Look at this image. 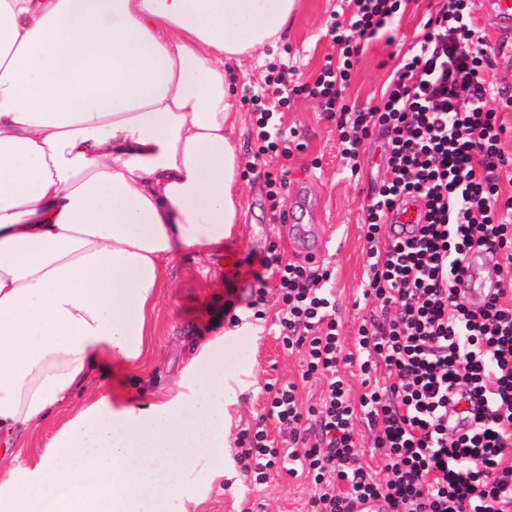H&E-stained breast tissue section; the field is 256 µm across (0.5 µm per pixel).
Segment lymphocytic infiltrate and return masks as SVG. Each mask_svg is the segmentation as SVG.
Segmentation results:
<instances>
[{"label":"lymphocytic infiltrate","mask_w":512,"mask_h":512,"mask_svg":"<svg viewBox=\"0 0 512 512\" xmlns=\"http://www.w3.org/2000/svg\"><path fill=\"white\" fill-rule=\"evenodd\" d=\"M348 18L329 33L336 57L311 83L290 85L279 71L277 105L292 96L316 100L340 132V154L359 172L360 149L384 136L386 178L367 207L366 292L380 312L359 327L355 352H346L334 314L331 272L269 253L250 270L247 300L224 301L231 326L247 307L265 315V286L276 278L284 347L300 354L303 378L327 380L320 406H303L293 382L266 384L267 415L288 433L279 447L262 423L241 429L237 461L251 484L264 485L274 467L313 480L311 512H348L355 498L381 499L389 512H512V197L500 180L512 174V155L499 142L506 129L484 77L494 65L475 23L474 0H442L423 25L416 51L403 57L377 104L356 110L344 99L362 42L389 31L404 0H349ZM270 112L255 121L259 142L253 174L267 184L273 210L285 200L267 157L301 151L296 131L272 127ZM423 202L426 221L401 240L381 234L388 212L403 198ZM481 248L497 284L471 309L453 286L467 252ZM357 367L364 391L353 396L340 364ZM387 380H370L377 367ZM479 397L466 430H448V404ZM365 420L381 451L385 482L364 463L354 439Z\"/></svg>","instance_id":"obj_1"}]
</instances>
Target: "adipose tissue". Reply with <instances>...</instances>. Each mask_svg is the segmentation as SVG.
I'll list each match as a JSON object with an SVG mask.
<instances>
[{
	"mask_svg": "<svg viewBox=\"0 0 512 512\" xmlns=\"http://www.w3.org/2000/svg\"><path fill=\"white\" fill-rule=\"evenodd\" d=\"M296 0H0V512H161L224 445V369L151 415L111 393L17 480L19 436L103 359L138 361L172 260L241 232L226 63L276 46Z\"/></svg>",
	"mask_w": 512,
	"mask_h": 512,
	"instance_id": "1",
	"label": "adipose tissue"
}]
</instances>
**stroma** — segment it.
Returning a JSON list of instances; mask_svg holds the SVG:
<instances>
[{"label":"stroma","instance_id":"1","mask_svg":"<svg viewBox=\"0 0 512 512\" xmlns=\"http://www.w3.org/2000/svg\"><path fill=\"white\" fill-rule=\"evenodd\" d=\"M438 0H408L395 17L389 38L366 42L354 67L345 98L360 108L374 103L403 55L416 49L430 9ZM342 0H298L288 21V35L276 47L265 48L228 69L238 94L258 96L264 105L273 99L266 82L279 68L294 78H316L336 47L328 34ZM282 130L293 129L303 143L291 158H271L267 167L283 176L285 199L297 198L316 209V220H304L312 237L325 240L323 264L333 272L336 319L346 348H353L357 330L373 314L376 303L364 294L366 278V207L385 181L381 142L367 141L360 154L361 170L351 174L342 164L339 131L317 104L294 99L280 109ZM245 222L241 233L209 251L186 252L170 264L169 288L163 289L148 325L150 349L136 364L106 363L94 368L73 398L74 409L89 405L103 390L132 399L145 409L179 395L190 399L198 365L224 368V445L193 462L182 463L185 477L169 499L167 512H310L312 485L275 469L266 485L246 487L236 464L238 431L265 418L269 383L300 379V357L286 351L277 326L281 309L274 284H267L264 319L230 326L224 319L229 288L246 293L251 279H229L225 253L263 256L276 249L283 260L300 255L285 228L273 222L268 187L247 176L241 189Z\"/></svg>","mask_w":512,"mask_h":512}]
</instances>
